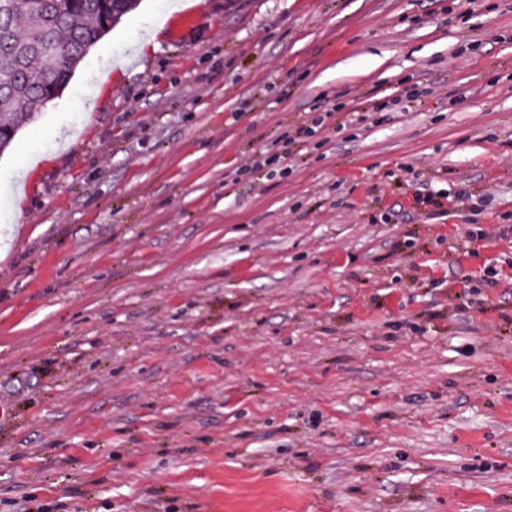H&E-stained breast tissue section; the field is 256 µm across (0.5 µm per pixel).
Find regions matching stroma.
Instances as JSON below:
<instances>
[{
  "instance_id": "35a3bbf8",
  "label": "stroma",
  "mask_w": 512,
  "mask_h": 512,
  "mask_svg": "<svg viewBox=\"0 0 512 512\" xmlns=\"http://www.w3.org/2000/svg\"><path fill=\"white\" fill-rule=\"evenodd\" d=\"M0 512H512V0L113 26L0 154Z\"/></svg>"
}]
</instances>
